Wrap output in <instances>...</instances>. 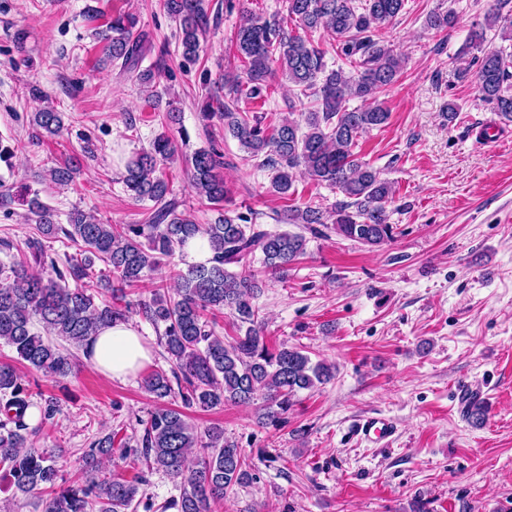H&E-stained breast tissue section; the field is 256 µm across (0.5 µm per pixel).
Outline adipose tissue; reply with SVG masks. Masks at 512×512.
I'll list each match as a JSON object with an SVG mask.
<instances>
[{"instance_id": "obj_1", "label": "adipose tissue", "mask_w": 512, "mask_h": 512, "mask_svg": "<svg viewBox=\"0 0 512 512\" xmlns=\"http://www.w3.org/2000/svg\"><path fill=\"white\" fill-rule=\"evenodd\" d=\"M83 357L102 375L125 380L152 358V351L137 328L129 322L99 326L83 350Z\"/></svg>"}]
</instances>
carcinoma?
<instances>
[{
	"instance_id": "1",
	"label": "carcinoma",
	"mask_w": 512,
	"mask_h": 512,
	"mask_svg": "<svg viewBox=\"0 0 512 512\" xmlns=\"http://www.w3.org/2000/svg\"><path fill=\"white\" fill-rule=\"evenodd\" d=\"M506 5L508 0H495L484 26L472 31L459 51V57L469 55L471 60L459 74L472 79L482 101L511 123L508 55L501 47L484 46L485 29L497 26L501 40L512 42V23L502 24ZM404 6L405 0H365L360 8L354 0H288V18L305 32L321 30L335 40L351 66L348 72L328 68L326 52L306 37L288 32L281 19L251 14L239 27L235 41L242 71L225 76L224 98L203 100L202 119L224 122V129L249 156H264L261 166L272 172L274 192L290 194L303 176L344 196L329 210L291 207L281 217L283 223L300 225L314 236L331 225L336 234L369 247L394 238V227L388 223L394 189L354 149L364 132L389 120L390 112L379 96L397 82L405 58L384 40L382 31ZM163 8L179 26L183 57H197L200 37L210 23L208 0H163ZM453 22L451 12L432 13L426 24L443 31ZM137 23L134 13H118L102 31L101 40L106 43L105 61L120 63L129 81L149 89L153 72L141 69L149 41L138 32ZM279 71L297 87L289 108L301 120L284 118L269 131L263 117L239 109V100L267 97ZM352 98L362 105L346 107ZM32 125V138L37 141L45 135L57 136L64 129L63 113L42 107L33 113ZM176 153L171 140L161 135L125 165L123 184L128 195L153 202L144 223L103 224L77 210L63 226L54 223L51 208L38 203L30 213L42 234L59 235L63 246L71 244L78 252L50 258L43 243L32 237L26 241L27 255L0 268V342L15 350L25 368L57 379L72 375L74 362L72 353L54 338L82 348L97 326L121 321L128 313V308L110 301L96 304L82 286L94 277V260L111 268L112 277L99 276L97 287L113 298L125 296L126 289L182 252L191 240H200L209 251L206 262L177 275L176 293L157 288L149 300L137 302L152 325L164 327L162 339L172 363V376L156 371L142 379L143 389L157 402L141 421L142 438L117 442L107 434L92 441L81 455L80 476L70 484H57L54 453L27 446L33 406L29 381L15 365L0 363V471L8 473L15 491L39 498L42 512H127L135 502L143 504L146 512L155 507L159 512H215L229 491L256 480L254 465L237 443L224 436V429L199 431L182 411L165 406V399L175 393L183 407L209 410L226 403L250 404L261 395L258 422L277 429L287 422L300 391L334 377V366L312 361L297 347L284 344L268 349L254 303L263 280L246 268L247 261L259 254L264 272L285 278L288 268L306 254V237L261 228L249 205L242 212L227 207L230 190L220 174L224 156L214 148L199 149L187 159L195 194L219 207L214 223H196L170 197L163 175V166ZM76 174L67 162L51 177L68 186ZM224 311L239 331L231 341L216 334L215 322L209 320ZM37 324L46 335L34 331ZM486 414V404L480 400L470 402L465 410L475 427L483 425ZM114 453L164 472L177 482L179 495L157 506L142 489L141 478H82Z\"/></svg>"
}]
</instances>
